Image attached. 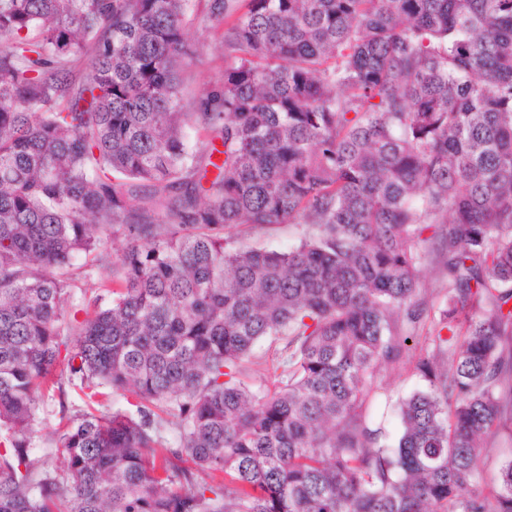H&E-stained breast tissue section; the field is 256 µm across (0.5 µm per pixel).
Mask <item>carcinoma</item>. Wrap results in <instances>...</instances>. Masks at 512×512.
Masks as SVG:
<instances>
[{"mask_svg":"<svg viewBox=\"0 0 512 512\" xmlns=\"http://www.w3.org/2000/svg\"><path fill=\"white\" fill-rule=\"evenodd\" d=\"M186 2L0 0V512H512V459L480 482L512 427V0H204L224 74L190 99ZM275 224L299 244L247 242ZM428 319L385 446L376 367ZM271 336L272 392L241 380ZM65 371L135 410L38 467ZM434 227H431L423 232L420 239H426L424 242H420L419 248L422 255L421 265H420V276L421 281L425 285L428 293L427 296L431 294L432 289H436L433 292L435 296L440 283L437 278V268L435 264V258L437 255V241L432 238ZM107 285V283L101 285V282L95 277V280L90 281L86 288L70 289V296L61 318V328L64 334L73 325L75 312H78L76 313L77 320L81 321L86 317V313H91L94 310L97 304L101 305L109 300L110 288H106ZM97 298H99L98 302H96ZM496 443L499 446V448H496L494 456L490 457L487 460V464L484 467L483 478L484 483L487 486H492L496 484L497 470L499 467V458L501 456L511 455L512 445L510 444V440L508 438L507 433L500 432L499 435H497L496 437Z\"/></svg>","mask_w":512,"mask_h":512,"instance_id":"carcinoma-1","label":"carcinoma"}]
</instances>
